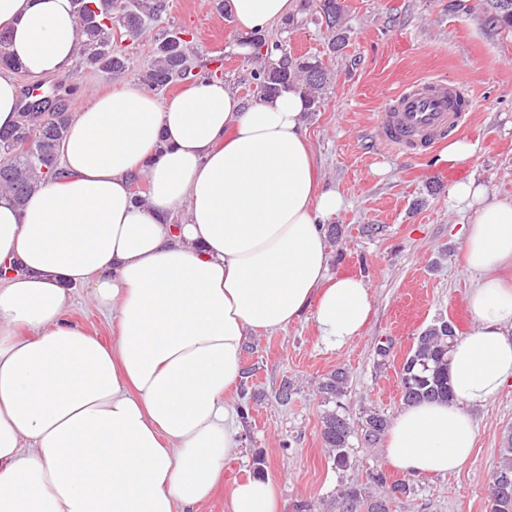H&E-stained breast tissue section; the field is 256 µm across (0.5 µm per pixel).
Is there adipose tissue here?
<instances>
[{
    "instance_id": "obj_1",
    "label": "adipose tissue",
    "mask_w": 512,
    "mask_h": 512,
    "mask_svg": "<svg viewBox=\"0 0 512 512\" xmlns=\"http://www.w3.org/2000/svg\"><path fill=\"white\" fill-rule=\"evenodd\" d=\"M254 35L298 0H224ZM0 27L31 80L72 67L71 0H0ZM59 177L24 205L0 192V512H197L240 446L228 401L250 334L312 314L339 351L373 311L363 278L331 273L324 186L293 84L245 103L199 78L162 101L135 84L90 96L61 144ZM149 193L137 197L133 179ZM465 218L474 321L450 352L449 402L404 407L386 463L445 475L470 459L472 412L512 385V199L470 179L448 188ZM117 327L104 342L67 319L73 289ZM229 512H280L271 483H236Z\"/></svg>"
}]
</instances>
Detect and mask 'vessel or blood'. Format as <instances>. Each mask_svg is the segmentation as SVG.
<instances>
[{
    "mask_svg": "<svg viewBox=\"0 0 512 512\" xmlns=\"http://www.w3.org/2000/svg\"><path fill=\"white\" fill-rule=\"evenodd\" d=\"M478 109L467 90L427 75L384 96L372 122L381 142L411 156L442 145Z\"/></svg>",
    "mask_w": 512,
    "mask_h": 512,
    "instance_id": "vessel-or-blood-1",
    "label": "vessel or blood"
}]
</instances>
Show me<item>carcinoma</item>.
<instances>
[{
    "instance_id": "carcinoma-1",
    "label": "carcinoma",
    "mask_w": 512,
    "mask_h": 512,
    "mask_svg": "<svg viewBox=\"0 0 512 512\" xmlns=\"http://www.w3.org/2000/svg\"><path fill=\"white\" fill-rule=\"evenodd\" d=\"M485 20L503 29L512 28V0H482ZM76 24L81 41L77 53V67L90 69L107 80L123 76L129 70V58L122 42L116 39V28L125 36L138 39L161 17L164 0H127L122 22H116V0H73ZM342 6L340 0H322L314 13V23L324 25L334 32L330 48L340 51L348 41L341 27ZM272 48L281 54V66L261 67L253 72V94L261 96L279 90L293 81L303 82L311 103V111L323 106V91L330 77L321 60L315 56L294 57L279 40L257 38V56L262 50ZM154 61L138 75V80L148 90L159 92L177 81L196 77L195 65L189 48V40L178 32L164 30L154 37L152 48ZM19 120L8 129H0V190L8 191L14 201L22 206L42 184L59 175L55 169L46 168L45 162L56 160L72 116L58 95H53L49 107H36L19 103ZM444 321L428 326L416 337L414 345L400 370L401 400L410 405L424 400L449 401L448 356L457 334L444 331ZM349 374L336 369L323 376L318 392L325 410L321 415L320 434L324 447L338 469L350 466V438L360 436L363 443L373 447L386 435L389 418L377 411L367 410L353 418L344 404L348 393ZM512 477V436L500 449L499 465L492 476ZM380 484L388 486L383 496H373L366 488L353 484L341 491L331 508L335 512H391L393 501L407 497L413 486L406 481L387 483L382 473L372 476ZM491 512H512V488L499 492L495 484L489 485Z\"/></svg>"
}]
</instances>
